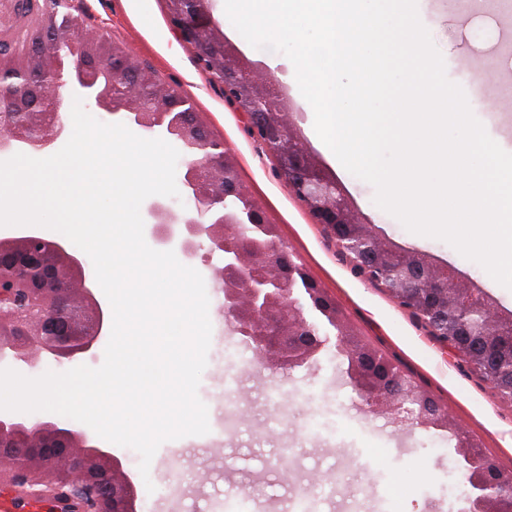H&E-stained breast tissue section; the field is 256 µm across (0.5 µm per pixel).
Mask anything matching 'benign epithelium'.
<instances>
[{"instance_id":"1","label":"benign epithelium","mask_w":512,"mask_h":512,"mask_svg":"<svg viewBox=\"0 0 512 512\" xmlns=\"http://www.w3.org/2000/svg\"><path fill=\"white\" fill-rule=\"evenodd\" d=\"M13 2L19 14L27 8L45 13L36 26L54 46L53 65L25 75L19 87L39 104L32 113L38 124L25 125L26 133L20 134L14 113L0 108V157L17 151L52 153L66 134L61 115L66 96L90 101L144 134L170 139L184 157L181 183L191 210L178 214L165 199H146L152 233L160 243L176 245L188 260L196 259L204 246L206 258L222 261L212 271L215 287L224 294L225 321L257 347L262 362L286 371L306 364L323 340L314 335L295 289L296 274L304 269L276 238L256 249L242 247L239 215L218 207L229 193L249 198L230 171L234 161L224 142L207 138L194 112L174 116L141 106L135 85L119 96L125 78L110 66L115 49L104 36L81 27L62 37L56 11L40 7L38 0ZM168 9L187 42L196 46L208 41L218 61L205 71L224 87V100L245 118L289 193L323 225L336 248L350 257L364 241L381 242L342 183L306 144L293 120L299 108L287 85L214 29L207 0H168ZM363 268L390 269L393 279L385 290L404 309L417 312L434 333L461 330L472 336L481 349L474 357L443 341L471 367L487 365L500 349L512 353V319L503 318L485 295L467 287L454 269L386 244L378 256L365 255ZM326 320L337 331L339 349L350 352L342 318L328 314ZM104 335L102 304L82 254L34 226L0 235V366L30 370L43 357L71 364L96 355ZM352 376L362 412L387 414L407 425L452 428L472 509L512 512V473L474 448L476 440L450 419L445 406L427 400L413 381L401 376L393 377L388 389L355 366ZM0 488L15 492V512H30L35 500L45 501L47 512H140V486L112 449L58 418L33 421L0 413Z\"/></svg>"}]
</instances>
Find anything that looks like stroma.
<instances>
[{"label":"stroma","instance_id":"obj_1","mask_svg":"<svg viewBox=\"0 0 512 512\" xmlns=\"http://www.w3.org/2000/svg\"><path fill=\"white\" fill-rule=\"evenodd\" d=\"M85 26L146 62L164 86L195 104L211 134L236 160L255 206L273 224L301 265L336 302L344 322L367 346L385 352L420 387L447 406L498 465L512 471V404L500 401L492 384L431 336L408 310L366 282L337 252L322 225L289 195L273 159L251 135L243 117L224 100L195 61L193 46L170 21L167 0H71ZM220 30L249 58L260 60L288 85L300 107L304 138L330 167L382 239L456 268L505 315H512V290L448 243L409 232L378 208L375 189L349 172L314 130V113L302 96L295 68L283 54L253 48L224 16L223 0H210ZM424 20L441 53L448 78L468 87L475 61L496 57L506 35L501 21L462 6L460 0H424ZM477 119L489 136L512 153V97L495 82L485 88ZM212 325L199 398L209 422L228 417L224 435L208 433L164 442L149 476L153 493L142 496V512H294L298 490L325 487L321 512H464L452 491L448 459L455 454L447 431L402 427L384 416L361 412L347 375V359L327 321L310 363L282 371L260 362L253 348L229 332L224 298L210 268L199 266ZM176 469H169L171 455ZM180 485L171 488L170 472Z\"/></svg>","mask_w":512,"mask_h":512}]
</instances>
